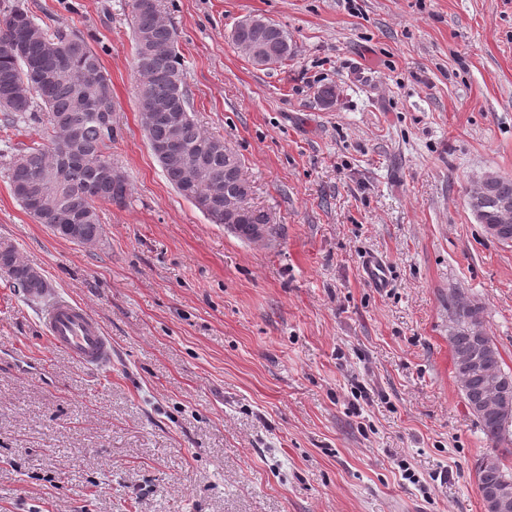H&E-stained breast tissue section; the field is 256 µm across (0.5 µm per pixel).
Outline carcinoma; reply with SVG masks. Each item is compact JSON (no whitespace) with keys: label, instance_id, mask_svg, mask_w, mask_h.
<instances>
[{"label":"carcinoma","instance_id":"carcinoma-1","mask_svg":"<svg viewBox=\"0 0 512 512\" xmlns=\"http://www.w3.org/2000/svg\"><path fill=\"white\" fill-rule=\"evenodd\" d=\"M133 24L134 64L139 77L138 110L153 112L161 102L173 104L174 111L186 113L180 126L183 149L200 158L210 179L186 190L184 168L178 163L160 161L166 178L186 200L224 191V139L206 133L190 112L184 86L182 61L178 52L177 33L160 18V0H130ZM37 24L28 9L17 4L0 15V112L7 113L4 128H13L32 120L43 125L47 142L29 145L7 144L10 158V186L14 198L31 212L33 200H52L49 211L40 217L42 224H79L89 242L98 240L101 221L99 202L122 203L128 194L127 179L112 181L115 169L108 149L117 132L112 126V84L98 54L86 38L77 32L44 30L30 35ZM288 38L284 29L265 32L234 30L236 43L264 41L283 46L282 59L291 48L282 45ZM33 86L30 97L19 100L10 87ZM512 201V178L503 176L495 183L493 195L484 209L492 217L499 200ZM264 227L268 237L276 232L269 214L252 207L236 225L233 234L244 241L255 238V230ZM0 272L12 287L28 299L45 295L46 283L33 267L19 261L15 248L0 246ZM454 327L449 336L454 366L459 377L464 403L485 437L502 445L512 444V422L479 413L478 405L490 392V379L512 394V372L502 368L499 349H494L484 367L465 371L460 355L476 345L492 340L474 332V322L483 315L478 304H454ZM478 489H487L512 481L503 467L479 465Z\"/></svg>","mask_w":512,"mask_h":512}]
</instances>
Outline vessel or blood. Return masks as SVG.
<instances>
[{
	"mask_svg": "<svg viewBox=\"0 0 512 512\" xmlns=\"http://www.w3.org/2000/svg\"><path fill=\"white\" fill-rule=\"evenodd\" d=\"M363 273L373 287H387L390 270L382 258L367 257ZM41 318L46 338L53 348L89 369L103 370L111 366L112 342L82 306L59 300L49 305Z\"/></svg>",
	"mask_w": 512,
	"mask_h": 512,
	"instance_id": "1",
	"label": "vessel or blood"
}]
</instances>
